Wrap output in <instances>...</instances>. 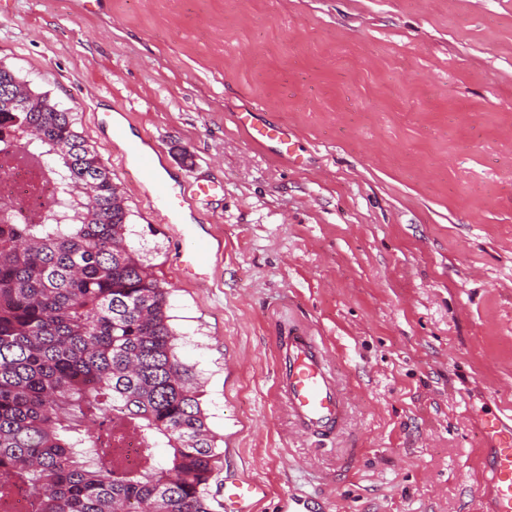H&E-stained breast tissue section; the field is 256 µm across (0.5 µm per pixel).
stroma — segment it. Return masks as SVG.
<instances>
[{
	"label": "stroma",
	"mask_w": 512,
	"mask_h": 512,
	"mask_svg": "<svg viewBox=\"0 0 512 512\" xmlns=\"http://www.w3.org/2000/svg\"><path fill=\"white\" fill-rule=\"evenodd\" d=\"M0 63L112 172L166 288L223 476L257 512H490L485 419H512V0H8ZM285 125L297 161L236 116ZM212 185L172 223L114 122ZM191 162H183L182 153ZM218 239L179 265L185 232ZM325 347L347 402L311 437L276 336Z\"/></svg>",
	"instance_id": "35a3bbf8"
}]
</instances>
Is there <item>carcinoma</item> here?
<instances>
[{
    "label": "carcinoma",
    "mask_w": 512,
    "mask_h": 512,
    "mask_svg": "<svg viewBox=\"0 0 512 512\" xmlns=\"http://www.w3.org/2000/svg\"><path fill=\"white\" fill-rule=\"evenodd\" d=\"M11 78L0 139L54 160L56 194L32 224L0 198V512L21 492L36 512H220L204 390L179 356L168 289L128 241L112 172L74 113Z\"/></svg>",
    "instance_id": "carcinoma-1"
}]
</instances>
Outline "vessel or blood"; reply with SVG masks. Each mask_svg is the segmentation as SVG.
<instances>
[{
    "label": "vessel or blood",
    "instance_id": "b4317fda",
    "mask_svg": "<svg viewBox=\"0 0 512 512\" xmlns=\"http://www.w3.org/2000/svg\"><path fill=\"white\" fill-rule=\"evenodd\" d=\"M238 121L253 141L276 142L281 155H292L294 142L287 128L255 125L246 112L240 114ZM126 151L136 157L143 176L153 181V202L159 217L167 221L184 207H196L199 191L179 188L157 178L156 152L146 150L138 141L128 142ZM276 349L275 391L286 403L295 425L313 435L339 428L346 417V401L314 337L300 329L291 330L278 337ZM485 434L494 445L490 465L492 512H512V428H504L502 420L497 418L486 423ZM264 492L263 485L256 481L225 480L224 512H255Z\"/></svg>",
    "mask_w": 512,
    "mask_h": 512
}]
</instances>
